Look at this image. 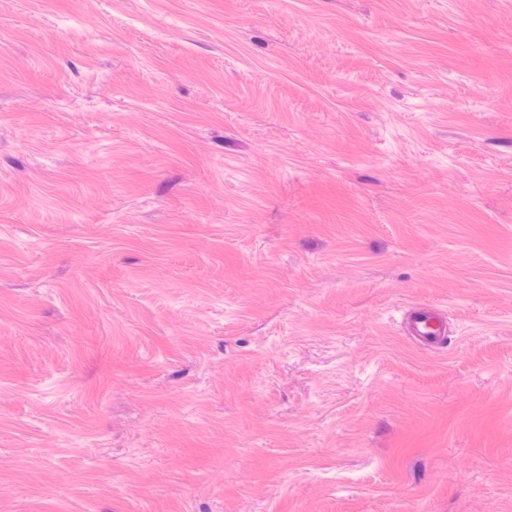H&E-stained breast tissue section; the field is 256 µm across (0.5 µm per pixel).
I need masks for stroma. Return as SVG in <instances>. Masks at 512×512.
<instances>
[{"instance_id": "stroma-1", "label": "stroma", "mask_w": 512, "mask_h": 512, "mask_svg": "<svg viewBox=\"0 0 512 512\" xmlns=\"http://www.w3.org/2000/svg\"><path fill=\"white\" fill-rule=\"evenodd\" d=\"M0 512H512V0H0ZM408 324L411 333L424 340L441 342L448 333L445 320L435 311L427 308H419L410 312Z\"/></svg>"}]
</instances>
